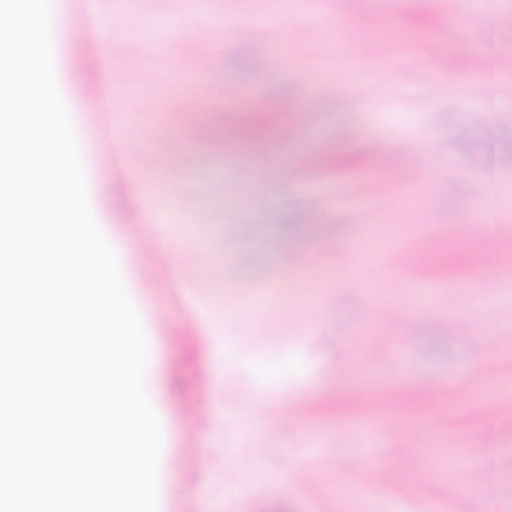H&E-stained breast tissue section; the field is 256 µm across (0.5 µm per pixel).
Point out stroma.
Masks as SVG:
<instances>
[{"label": "stroma", "mask_w": 512, "mask_h": 512, "mask_svg": "<svg viewBox=\"0 0 512 512\" xmlns=\"http://www.w3.org/2000/svg\"><path fill=\"white\" fill-rule=\"evenodd\" d=\"M75 31L67 53L83 58L77 73L99 97L121 99L128 134L149 147L127 152L111 117L80 115L91 142L114 140L102 184L112 191L116 240L130 214L155 206L202 254L206 267L186 279L172 255L151 264L138 253L130 269L151 316L171 440L165 456L166 512H341L336 485L355 488L354 512H512V279L489 272L512 268V205L492 226L476 229L480 187L489 153H512V112L489 120L470 93L481 71L512 103V42L490 40L470 0H97V11L64 0ZM206 16L212 37L183 46L210 54L202 77L172 75L157 23ZM279 24L281 43L267 25ZM253 28L237 38L238 25ZM374 52L361 59L357 43ZM112 49V73L99 66ZM148 51L150 70L127 69L128 54ZM273 61L258 74L255 61ZM453 58L450 78L436 59ZM159 94L140 105L135 84ZM239 86L244 111L277 110L289 86L300 87L298 112H284L265 149L226 138L208 119L203 85ZM430 168L427 191L439 203L424 221L416 196L400 186L408 165ZM287 171V182L272 173ZM138 174L154 180L155 196L140 195ZM390 239L404 264L379 271L371 260L353 266L352 240ZM431 239L452 260L448 272L420 267L415 247ZM319 253L317 265L291 254ZM335 272L322 298L313 281ZM467 289L465 304L452 296ZM285 300L269 305L268 297ZM475 313L492 337L454 336L448 322ZM223 334H216V323ZM370 341L384 359L373 365L361 348ZM367 372L360 398L333 393L352 369ZM247 393V403L207 390L216 371ZM437 381L435 397L424 382ZM264 392L281 406L301 400L302 420L266 416L254 398ZM499 404L497 417L483 412ZM199 406L193 440L185 438L184 408ZM262 421L259 434L237 428L240 417ZM418 439L402 457L393 447ZM485 442L484 481L462 488L465 446ZM380 465L384 480L364 473ZM311 467V483L285 484L283 474Z\"/></svg>", "instance_id": "35a3bbf8"}]
</instances>
